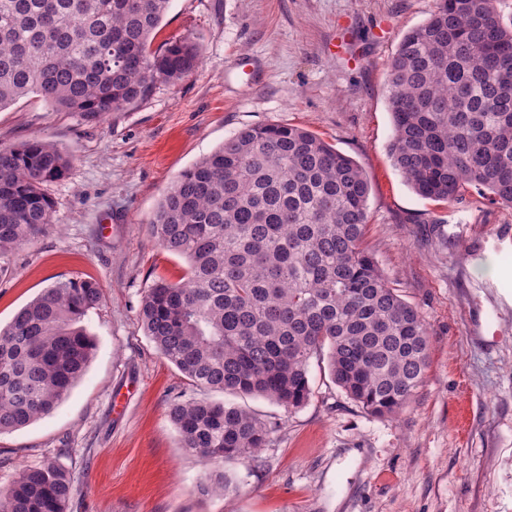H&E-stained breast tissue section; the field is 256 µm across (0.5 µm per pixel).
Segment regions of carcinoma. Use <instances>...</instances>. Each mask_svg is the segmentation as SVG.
<instances>
[{"label":"carcinoma","instance_id":"1","mask_svg":"<svg viewBox=\"0 0 512 512\" xmlns=\"http://www.w3.org/2000/svg\"><path fill=\"white\" fill-rule=\"evenodd\" d=\"M171 0H0V109L31 93L61 112H127L159 83L201 65L196 42H152ZM500 0H436L392 56V166L417 195L512 205V22ZM70 159L42 139L0 148V257L50 222L48 184ZM363 168L292 125L239 130L184 172L154 212L152 235L187 263L157 280L139 321L195 388L265 397L290 410L312 389V360L368 414L390 418L423 383L431 342L423 316L364 246ZM97 283L54 284L0 328V434L51 412L90 363L81 318ZM181 447L207 461L264 447L277 423L226 402L171 404ZM223 472L198 486L222 496ZM69 470L46 456L0 491V512H68Z\"/></svg>","mask_w":512,"mask_h":512}]
</instances>
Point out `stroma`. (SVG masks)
Masks as SVG:
<instances>
[{
    "instance_id": "stroma-1",
    "label": "stroma",
    "mask_w": 512,
    "mask_h": 512,
    "mask_svg": "<svg viewBox=\"0 0 512 512\" xmlns=\"http://www.w3.org/2000/svg\"><path fill=\"white\" fill-rule=\"evenodd\" d=\"M435 4L172 0L153 46L194 40L195 74L127 112H59L36 94L0 110V147L43 138L72 158L48 187L49 224L0 258V326L59 281L92 280L103 294L83 321L95 342L83 377L49 414L0 435V489L55 456L74 480L70 512H512V239L483 245L512 228V206L423 199L388 158L389 63ZM268 124L317 133L369 177L365 243L431 337L424 382L396 418L368 415L315 362L298 409L196 391L144 334V292L187 272L152 236L158 204L224 140ZM181 392L230 399L279 428L252 456L205 461L169 419ZM217 468L236 490L199 494Z\"/></svg>"
}]
</instances>
